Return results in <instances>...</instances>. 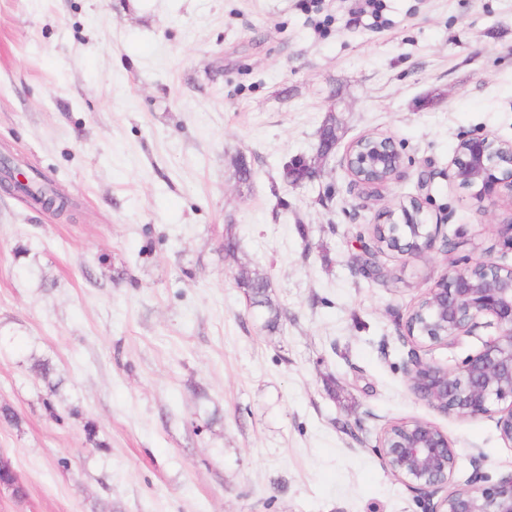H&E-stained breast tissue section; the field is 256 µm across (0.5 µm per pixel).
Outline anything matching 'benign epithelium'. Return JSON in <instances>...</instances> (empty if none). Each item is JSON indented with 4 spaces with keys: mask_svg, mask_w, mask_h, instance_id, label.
<instances>
[{
    "mask_svg": "<svg viewBox=\"0 0 512 512\" xmlns=\"http://www.w3.org/2000/svg\"><path fill=\"white\" fill-rule=\"evenodd\" d=\"M344 163L353 180L369 188L397 179L403 158L390 137L368 135L347 150ZM452 179L480 197L512 201V142L487 134L462 140L451 160ZM28 176L14 166L0 169V187L20 188ZM423 205L416 197L386 209L382 223L390 225L396 246L414 241L418 252L431 250L438 225L421 219ZM427 317L425 331L416 333L415 313L408 316L405 336L411 342L407 373L413 389L438 410L460 419L493 418L501 438L512 444V266L476 259L453 265L423 297ZM492 318L498 335L462 365L449 371L420 354L428 346H446L471 332L478 319ZM383 464L405 486L423 496L437 498L432 512H512V472L483 486L484 477L474 474L455 480L456 453L448 435L433 424L400 420L381 434Z\"/></svg>",
    "mask_w": 512,
    "mask_h": 512,
    "instance_id": "1",
    "label": "benign epithelium"
}]
</instances>
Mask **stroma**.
<instances>
[{
  "label": "stroma",
  "instance_id": "stroma-1",
  "mask_svg": "<svg viewBox=\"0 0 512 512\" xmlns=\"http://www.w3.org/2000/svg\"><path fill=\"white\" fill-rule=\"evenodd\" d=\"M381 3L377 23L351 21L361 0H0V152L73 204L0 190V454L27 492L0 512H427L380 457L402 419L447 433L458 478L512 472L494 420L415 394L402 340L451 263L512 265V202L449 169L468 134L512 142V0ZM365 135L401 146L400 178L354 183ZM299 157L317 177L283 182ZM412 196L454 251L361 276ZM495 333L428 356L455 370ZM242 288H245L247 298L250 305L255 308H266L269 313L267 319V327L269 330H275L278 327L280 313L272 304L269 295L271 288L267 277L254 274V276L246 275L239 279Z\"/></svg>",
  "mask_w": 512,
  "mask_h": 512
}]
</instances>
